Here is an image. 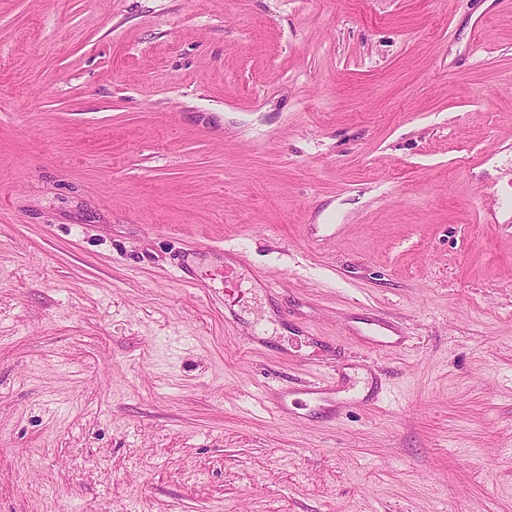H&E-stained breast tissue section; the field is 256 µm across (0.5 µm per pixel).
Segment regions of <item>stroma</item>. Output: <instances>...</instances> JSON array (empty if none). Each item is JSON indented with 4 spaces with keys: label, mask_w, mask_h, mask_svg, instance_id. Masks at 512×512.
<instances>
[{
    "label": "stroma",
    "mask_w": 512,
    "mask_h": 512,
    "mask_svg": "<svg viewBox=\"0 0 512 512\" xmlns=\"http://www.w3.org/2000/svg\"><path fill=\"white\" fill-rule=\"evenodd\" d=\"M0 512H512V9L0 0Z\"/></svg>",
    "instance_id": "stroma-1"
}]
</instances>
